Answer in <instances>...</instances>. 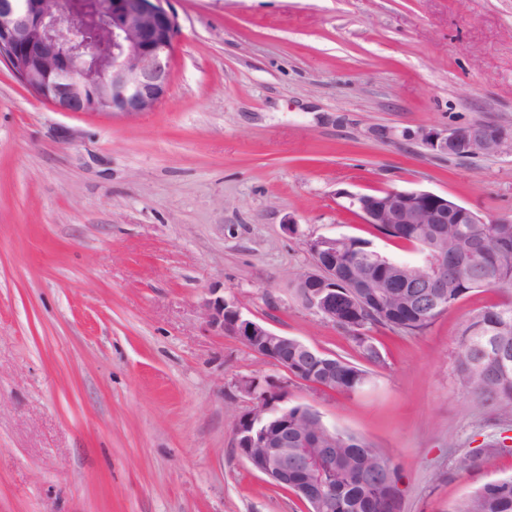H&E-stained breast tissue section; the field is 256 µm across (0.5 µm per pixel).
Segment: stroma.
<instances>
[{"label": "stroma", "mask_w": 512, "mask_h": 512, "mask_svg": "<svg viewBox=\"0 0 512 512\" xmlns=\"http://www.w3.org/2000/svg\"><path fill=\"white\" fill-rule=\"evenodd\" d=\"M166 98L131 116L55 111L0 61V512H305L238 456L239 378L370 440L401 512H451L512 476V452L457 388L470 293L421 332H371L384 363L346 394L312 389L210 330L209 289L243 315L362 364L292 281L309 243L391 259L345 192L423 189L512 216V154L448 158L424 128L512 124V0H170Z\"/></svg>", "instance_id": "1"}]
</instances>
